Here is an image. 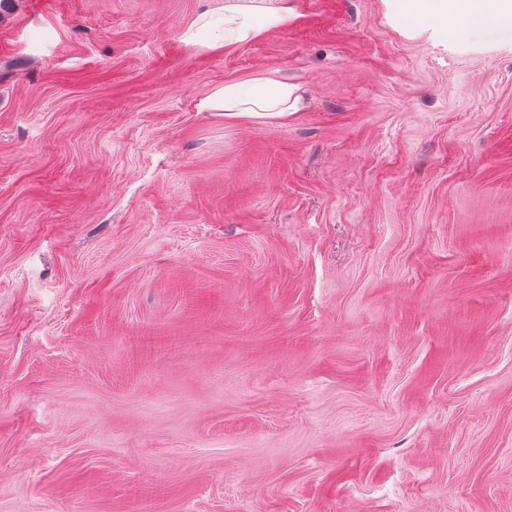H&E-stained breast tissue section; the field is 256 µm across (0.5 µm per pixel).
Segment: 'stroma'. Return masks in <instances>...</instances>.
Returning a JSON list of instances; mask_svg holds the SVG:
<instances>
[{
  "label": "stroma",
  "mask_w": 512,
  "mask_h": 512,
  "mask_svg": "<svg viewBox=\"0 0 512 512\" xmlns=\"http://www.w3.org/2000/svg\"><path fill=\"white\" fill-rule=\"evenodd\" d=\"M224 2L0 0V512H512V28ZM216 12L201 14L184 32L183 40L198 49H215L227 42L256 38L291 20L288 6L269 7L264 0H226ZM216 34L222 35V41ZM230 39V41L228 40ZM297 86L278 70H265L241 82L216 86L199 104L201 111L236 116H288L298 109Z\"/></svg>",
  "instance_id": "obj_1"
}]
</instances>
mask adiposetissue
<instances>
[{
    "label": "adipose tissue",
    "mask_w": 512,
    "mask_h": 512,
    "mask_svg": "<svg viewBox=\"0 0 512 512\" xmlns=\"http://www.w3.org/2000/svg\"><path fill=\"white\" fill-rule=\"evenodd\" d=\"M488 16L511 19L512 0H409L406 14L408 21L424 18L444 28ZM291 18L285 6L271 7L261 0H226L221 10L201 14L184 31L183 39L198 49H214L220 40L236 43L253 39L288 24ZM296 90L279 71L265 70L245 81L216 86L199 107L228 116L284 117L298 108Z\"/></svg>",
    "instance_id": "obj_1"
}]
</instances>
